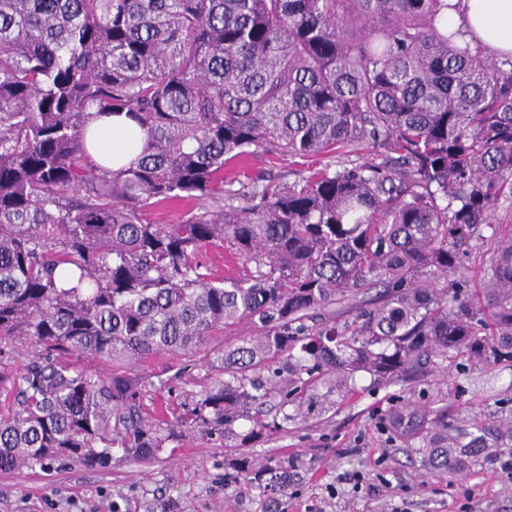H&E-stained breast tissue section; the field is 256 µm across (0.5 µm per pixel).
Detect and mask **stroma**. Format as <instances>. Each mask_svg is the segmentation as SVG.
Returning a JSON list of instances; mask_svg holds the SVG:
<instances>
[{
  "label": "stroma",
  "instance_id": "35a3bbf8",
  "mask_svg": "<svg viewBox=\"0 0 512 512\" xmlns=\"http://www.w3.org/2000/svg\"><path fill=\"white\" fill-rule=\"evenodd\" d=\"M512 226V196L495 206L457 280L479 288L499 235ZM247 326L214 333L193 355L160 354L129 366V376L162 378L165 389L146 393V416L168 406L193 403L220 373L225 345L250 335ZM358 391L321 418L295 419L247 448L252 460L271 462L274 472L255 481L237 475L238 449L223 437L174 424L165 427L162 450L149 460L128 459L108 468L58 461L50 468L0 473V512H512V476L499 463L512 456V442L497 441L479 458L448 475L429 470L419 439L397 428V417L447 407L449 421L512 420V360L476 369L464 362L427 367L386 386L369 375ZM384 476L393 487L367 494L340 482L347 471Z\"/></svg>",
  "mask_w": 512,
  "mask_h": 512
}]
</instances>
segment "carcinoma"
I'll return each mask as SVG.
<instances>
[{
	"label": "carcinoma",
	"mask_w": 512,
	"mask_h": 512,
	"mask_svg": "<svg viewBox=\"0 0 512 512\" xmlns=\"http://www.w3.org/2000/svg\"><path fill=\"white\" fill-rule=\"evenodd\" d=\"M451 8L0 0V349L40 348L12 387L0 376L1 473L59 458L106 468L116 450L162 448L167 418L142 410L154 383L96 378L75 354L137 364L191 354L219 328H257L175 414L226 448L264 438L271 400L317 418L329 395L357 393L360 373L389 384L429 364L512 359V227L476 292L448 283L512 193V54L457 39ZM94 111L135 119L136 162L89 157ZM367 140L394 166L336 168L337 152ZM267 153L320 167L288 183L224 178ZM178 200L197 205L150 223ZM208 245L255 270L212 277L195 261ZM405 428L441 474L487 437L512 438V423L450 427L446 410ZM192 205L193 203L186 202L162 203L151 211L149 217L159 224H175L179 221L184 211Z\"/></svg>",
	"instance_id": "1"
}]
</instances>
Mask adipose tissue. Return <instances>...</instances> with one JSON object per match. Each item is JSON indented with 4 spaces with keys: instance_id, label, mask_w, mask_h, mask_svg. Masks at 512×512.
<instances>
[{
    "instance_id": "ef3b65f1",
    "label": "adipose tissue",
    "mask_w": 512,
    "mask_h": 512,
    "mask_svg": "<svg viewBox=\"0 0 512 512\" xmlns=\"http://www.w3.org/2000/svg\"><path fill=\"white\" fill-rule=\"evenodd\" d=\"M448 25L476 36L491 55L512 52V0H459L448 13ZM88 128L99 134L89 154L101 166L129 165L142 151L145 135L126 114L93 116Z\"/></svg>"
}]
</instances>
